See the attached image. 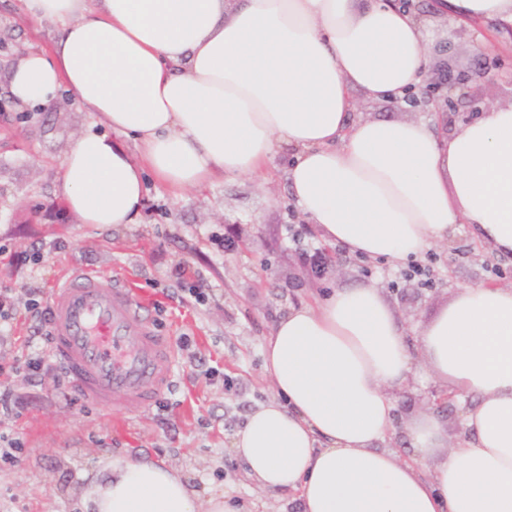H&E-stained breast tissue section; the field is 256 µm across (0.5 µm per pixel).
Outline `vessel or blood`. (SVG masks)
<instances>
[{
	"instance_id": "1",
	"label": "vessel or blood",
	"mask_w": 512,
	"mask_h": 512,
	"mask_svg": "<svg viewBox=\"0 0 512 512\" xmlns=\"http://www.w3.org/2000/svg\"><path fill=\"white\" fill-rule=\"evenodd\" d=\"M50 356L71 386L112 410L149 408L172 385L174 345L129 281L74 271L53 288Z\"/></svg>"
}]
</instances>
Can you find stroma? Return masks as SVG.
I'll return each instance as SVG.
<instances>
[{"label": "stroma", "mask_w": 512, "mask_h": 512, "mask_svg": "<svg viewBox=\"0 0 512 512\" xmlns=\"http://www.w3.org/2000/svg\"><path fill=\"white\" fill-rule=\"evenodd\" d=\"M53 29L31 14L26 0H0V242L15 251L40 250L29 271L0 262V288L19 289L33 278L48 292L80 268L131 278L153 301L157 331L174 341V388L148 410L125 415L57 385L54 371L33 380L15 376L12 387L28 404L20 416L0 421V434L22 443L16 462L0 461V512H81L86 475L113 459L164 462L201 495L230 491L247 512H271L274 500L246 474L232 440L247 414L275 395L263 369L274 323L291 307L316 303L333 289L370 282L409 331L432 320L461 288H512V259L489 253L462 224L446 245L421 256V263L435 268L431 286L405 278L404 265L356 257L338 245L329 247L333 260L325 275L315 277L299 249L325 244L294 203L285 155L262 176H218L203 190L179 196L150 174L139 223H79L59 193L60 165L75 139L98 127V120L65 96L30 111L15 103L8 83L19 57L50 50ZM481 38L493 43L492 51H476ZM430 55L413 107L358 91L356 117L438 121L448 94L440 85L444 75L481 69L492 77L469 82L454 124L474 119L483 105L512 104V33L502 34L488 21L453 19L447 36L431 41ZM301 223L306 230L298 247L288 227ZM215 232L233 239L234 249L218 247L211 239ZM180 264L203 273L209 284L204 303L182 301L170 276ZM412 352L416 366L392 392L393 429L382 443L403 458L412 453L408 427L423 412L442 418L449 442L461 432V404H435L448 384L424 372L420 345Z\"/></svg>", "instance_id": "obj_1"}]
</instances>
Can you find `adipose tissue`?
<instances>
[{
	"label": "adipose tissue",
	"mask_w": 512,
	"mask_h": 512,
	"mask_svg": "<svg viewBox=\"0 0 512 512\" xmlns=\"http://www.w3.org/2000/svg\"><path fill=\"white\" fill-rule=\"evenodd\" d=\"M52 21L51 51L21 57V104L69 94L136 149L84 132L61 163L60 192L81 222L138 223L144 172L172 192L215 175L255 176L291 155L297 206L331 244L399 262L445 243L461 224L512 258V105H488L450 132L422 121L354 119L352 89L376 100L415 87L429 64L433 17L512 27V0H28ZM415 335L431 376L471 398L461 434L440 453L439 416L410 431L413 454L379 448L393 389L414 361L379 289L337 288L274 325L264 369L276 400L233 439L259 489L296 491L300 512H512V289L462 288ZM433 478H426V470ZM86 512H241L201 497L151 461L108 462Z\"/></svg>",
	"instance_id": "ef3b65f1"
}]
</instances>
